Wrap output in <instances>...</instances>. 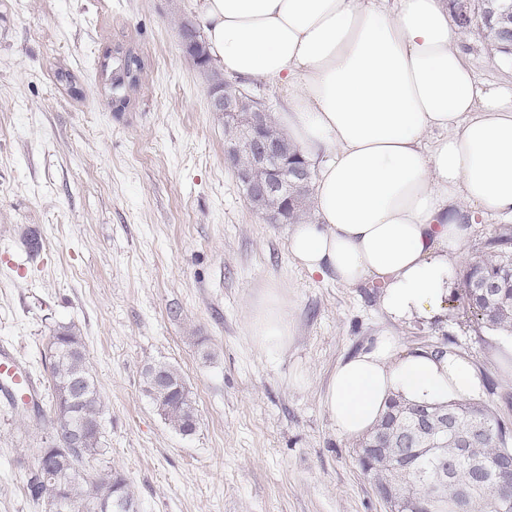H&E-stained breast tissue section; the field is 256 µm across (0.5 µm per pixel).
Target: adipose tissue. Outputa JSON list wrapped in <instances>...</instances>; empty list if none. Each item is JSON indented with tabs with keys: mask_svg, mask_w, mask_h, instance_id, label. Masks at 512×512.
Wrapping results in <instances>:
<instances>
[{
	"mask_svg": "<svg viewBox=\"0 0 512 512\" xmlns=\"http://www.w3.org/2000/svg\"><path fill=\"white\" fill-rule=\"evenodd\" d=\"M213 66L285 87L277 120L313 163L315 217L293 225L292 261L342 284L380 286L391 321L448 310L477 218L512 215V88H483L447 0H186ZM266 352L293 334L288 294L266 289L249 328ZM479 371L458 353L381 332L332 370L323 407L344 438L396 394L472 400Z\"/></svg>",
	"mask_w": 512,
	"mask_h": 512,
	"instance_id": "ef3b65f1",
	"label": "adipose tissue"
}]
</instances>
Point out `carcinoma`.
Masks as SVG:
<instances>
[{
	"instance_id": "cac0c4a2",
	"label": "carcinoma",
	"mask_w": 512,
	"mask_h": 512,
	"mask_svg": "<svg viewBox=\"0 0 512 512\" xmlns=\"http://www.w3.org/2000/svg\"><path fill=\"white\" fill-rule=\"evenodd\" d=\"M478 16L485 20L484 33L490 46L503 56H512V0H474ZM142 59L133 54L116 58L113 64L112 87L121 92L138 82L143 70ZM264 135L281 143L288 154V163L307 177L273 199L281 222L297 224L311 217V164L303 153L292 145L279 129L272 110H267ZM487 252L469 263L463 274L462 301L473 310L481 325L506 338H512V231L504 229L486 244ZM50 373L55 404L48 420L37 468L25 483V496L32 502H48L50 512H138L134 495L126 479L110 467L95 468L103 462L108 448L102 442L100 416L102 401L94 376L87 362L86 348L75 324L61 325L50 347ZM153 366L170 385L161 391L142 375L143 392L151 400L158 415L176 432L188 436L196 432L198 419L190 391L181 372L174 365L155 361ZM453 430L406 449L414 458L416 471L400 482V501L425 498L429 495V479L438 468L439 453L435 444L448 437V468L456 478L467 479L470 464L483 465L488 459L508 449L506 431L488 407L471 402L446 403ZM415 406L393 399L387 412L395 414L397 429L409 428ZM481 422L486 433L478 447L466 455L456 454L455 438L469 434L473 425ZM81 427L86 431L83 442L75 448L67 445L68 430ZM108 478L117 487L118 505L101 500L102 479ZM512 495V474L499 477L495 488H480L470 505L477 512L491 506H502L501 497Z\"/></svg>"
}]
</instances>
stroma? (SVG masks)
<instances>
[{"mask_svg": "<svg viewBox=\"0 0 512 512\" xmlns=\"http://www.w3.org/2000/svg\"><path fill=\"white\" fill-rule=\"evenodd\" d=\"M181 0H0V346L47 384L58 326L75 324L104 404L108 466L139 512H387L354 442L323 408L338 361L378 332L453 350L483 378L479 403L512 432V365L460 288L444 317L391 323L371 283L311 276L288 227L250 208L224 163L209 77L186 56ZM132 49L145 67L113 111L100 63ZM480 85L512 82V59L480 29L461 39ZM286 288L294 339L259 350L250 310ZM184 375L196 432L184 436L142 391L145 364ZM0 401V512H49L23 491L43 415Z\"/></svg>", "mask_w": 512, "mask_h": 512, "instance_id": "1", "label": "stroma"}]
</instances>
